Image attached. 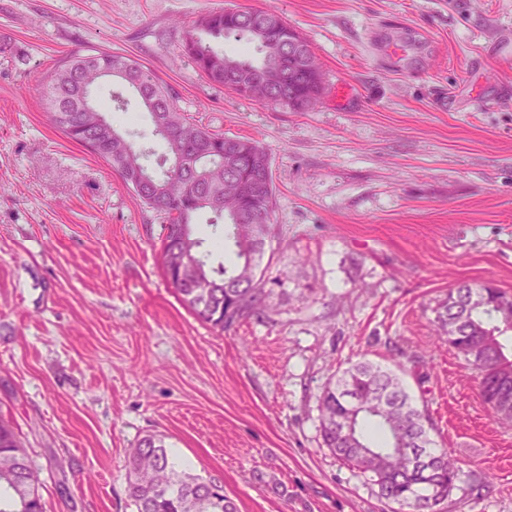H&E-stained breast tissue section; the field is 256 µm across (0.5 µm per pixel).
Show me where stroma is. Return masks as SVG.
I'll return each instance as SVG.
<instances>
[{
	"mask_svg": "<svg viewBox=\"0 0 512 512\" xmlns=\"http://www.w3.org/2000/svg\"><path fill=\"white\" fill-rule=\"evenodd\" d=\"M228 7L310 44L312 111L260 105L183 56L189 27ZM78 51L137 61L190 122L266 148L259 315L222 331L190 312L163 217L54 124L47 77ZM92 96L121 131L149 129L120 82ZM486 282L512 295V0H0V419L44 512H136L125 465L149 434L238 512H389L320 431L327 382L363 360L402 368L463 474L455 512H512V427L435 324L449 290Z\"/></svg>",
	"mask_w": 512,
	"mask_h": 512,
	"instance_id": "1",
	"label": "stroma"
}]
</instances>
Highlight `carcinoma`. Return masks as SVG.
Masks as SVG:
<instances>
[{"instance_id": "1", "label": "carcinoma", "mask_w": 512, "mask_h": 512, "mask_svg": "<svg viewBox=\"0 0 512 512\" xmlns=\"http://www.w3.org/2000/svg\"><path fill=\"white\" fill-rule=\"evenodd\" d=\"M288 29L280 16L261 9H230L210 12L189 30L183 52L206 77L234 89L261 104L267 99L294 112H307L318 103L323 77L299 59H288ZM215 40L247 41L257 56L228 54L213 45ZM249 65L276 77L272 85L250 83L234 65ZM121 69L119 76L137 93L151 121V136L163 145L161 155L153 147L137 148L127 134L115 128L97 105L88 112L81 107L84 85L100 79L98 72ZM47 105L55 124L71 140L119 172L127 184L142 177L143 189L135 191L142 203L164 216L167 234L163 262L187 256L197 272L211 280L212 294L205 297L187 283H172L180 301L198 318L222 330L236 321L259 313L269 298L264 274L259 272L265 252L268 224L275 205L272 175L258 161L265 148L249 139L227 138L195 125L180 112L175 99L135 61L109 53L73 56L60 64L47 83ZM158 156L156 167L148 160ZM249 179L257 185L253 197L240 201L237 184ZM210 213L212 234L233 241L236 260L213 265L210 254L200 251L203 241L192 235L195 216ZM480 294L485 302L465 306V298ZM512 313V296L468 283L448 291L436 317L441 338L453 345L448 328L468 331L475 346L494 356L478 379L479 394L494 418L512 422V355L501 337L509 332L501 322L502 307ZM376 395L385 407L367 406L354 414L351 434L336 431V418L349 413L346 397ZM320 428L325 445L344 462L368 474L378 497L396 504L393 512H424L426 492L434 488L456 504L459 474L452 473L447 451L435 447L430 419L413 403L400 377L379 364H355L329 381L319 404ZM412 448L429 452L426 469H417L406 456L391 448L397 437ZM39 471L22 448L14 429L0 420V512H43ZM127 492L136 512H237L220 484L206 480L176 462L164 436L151 434L132 450L127 465Z\"/></svg>"}]
</instances>
